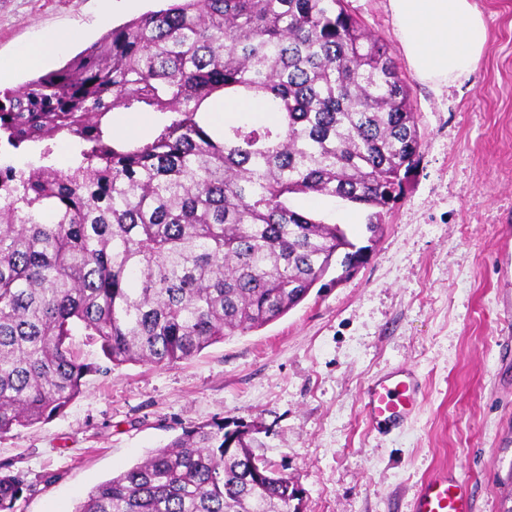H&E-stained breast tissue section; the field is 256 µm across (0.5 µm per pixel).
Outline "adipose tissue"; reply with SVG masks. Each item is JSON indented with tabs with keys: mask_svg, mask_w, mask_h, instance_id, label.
<instances>
[{
	"mask_svg": "<svg viewBox=\"0 0 512 512\" xmlns=\"http://www.w3.org/2000/svg\"><path fill=\"white\" fill-rule=\"evenodd\" d=\"M406 59L437 86L467 77L479 65L488 25L473 0H389Z\"/></svg>",
	"mask_w": 512,
	"mask_h": 512,
	"instance_id": "ef3b65f1",
	"label": "adipose tissue"
}]
</instances>
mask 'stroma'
Wrapping results in <instances>:
<instances>
[{
  "label": "stroma",
  "instance_id": "stroma-1",
  "mask_svg": "<svg viewBox=\"0 0 512 512\" xmlns=\"http://www.w3.org/2000/svg\"><path fill=\"white\" fill-rule=\"evenodd\" d=\"M490 37L468 80L435 87L409 67L389 0H346L388 44L408 80L423 155L369 241L367 214L341 201L301 205L344 228L367 262L313 288L286 315L171 366L129 363L89 376L48 422L0 437V461L31 490L16 512H75L97 484L183 428L249 430L257 455L305 491L304 512H412L422 482H468L472 512L512 507V0H473ZM157 0H0V89L63 66ZM79 30L40 68L23 52L43 33ZM415 367L414 422L372 431L362 392ZM58 474L47 482L48 474Z\"/></svg>",
  "mask_w": 512,
  "mask_h": 512
}]
</instances>
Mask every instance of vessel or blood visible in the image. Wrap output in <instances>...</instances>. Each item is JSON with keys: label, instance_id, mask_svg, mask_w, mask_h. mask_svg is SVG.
<instances>
[{"label": "vessel or blood", "instance_id": "b4317fda", "mask_svg": "<svg viewBox=\"0 0 512 512\" xmlns=\"http://www.w3.org/2000/svg\"><path fill=\"white\" fill-rule=\"evenodd\" d=\"M420 388L414 372L397 367L373 378L363 394V408L369 424L379 429L394 428L414 414ZM466 486L454 477L440 475L427 481L415 502L414 512H470Z\"/></svg>", "mask_w": 512, "mask_h": 512}]
</instances>
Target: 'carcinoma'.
Listing matches in <instances>:
<instances>
[{
  "label": "carcinoma",
  "instance_id": "carcinoma-1",
  "mask_svg": "<svg viewBox=\"0 0 512 512\" xmlns=\"http://www.w3.org/2000/svg\"><path fill=\"white\" fill-rule=\"evenodd\" d=\"M256 100L216 132L205 102ZM155 117L116 142L114 109ZM69 136L75 164L45 163ZM0 436L62 415L86 376L172 365L299 305L354 246L293 205L400 200L423 139L405 77L344 0H180L113 27L54 71L0 91ZM98 348L87 360L75 342ZM28 489L0 463V512ZM297 483L245 429L186 427L75 512H299Z\"/></svg>",
  "mask_w": 512,
  "mask_h": 512
}]
</instances>
